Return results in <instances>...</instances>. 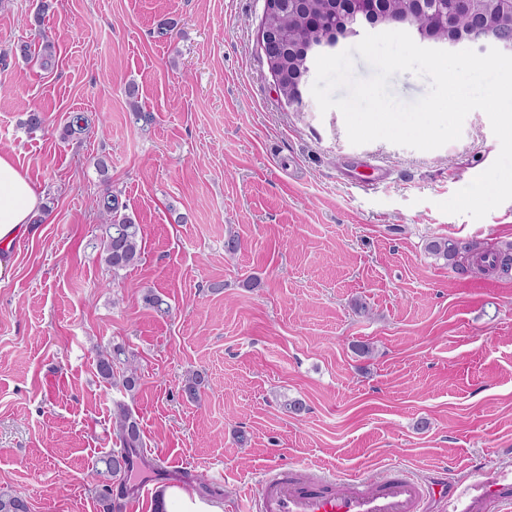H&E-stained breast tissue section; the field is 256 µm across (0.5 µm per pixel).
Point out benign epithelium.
I'll use <instances>...</instances> for the list:
<instances>
[{
  "instance_id": "benign-epithelium-1",
  "label": "benign epithelium",
  "mask_w": 512,
  "mask_h": 512,
  "mask_svg": "<svg viewBox=\"0 0 512 512\" xmlns=\"http://www.w3.org/2000/svg\"><path fill=\"white\" fill-rule=\"evenodd\" d=\"M329 0H265L259 40L277 90L288 103H303V87L314 59L340 41L357 36L366 25H396L410 32L419 44L452 50L475 47L486 52L494 47L512 55V0H350L351 11L336 32L324 35L310 23ZM302 17L300 40H288V56L280 51L279 28L273 19Z\"/></svg>"
}]
</instances>
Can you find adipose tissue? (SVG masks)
<instances>
[{
    "mask_svg": "<svg viewBox=\"0 0 512 512\" xmlns=\"http://www.w3.org/2000/svg\"><path fill=\"white\" fill-rule=\"evenodd\" d=\"M40 206L39 196L29 179L12 159L0 154V246L10 247L21 235ZM158 512H224L220 500L200 497L177 485L162 487Z\"/></svg>",
    "mask_w": 512,
    "mask_h": 512,
    "instance_id": "ef3b65f1",
    "label": "adipose tissue"
}]
</instances>
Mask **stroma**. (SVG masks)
Wrapping results in <instances>:
<instances>
[{
    "instance_id": "obj_1",
    "label": "stroma",
    "mask_w": 512,
    "mask_h": 512,
    "mask_svg": "<svg viewBox=\"0 0 512 512\" xmlns=\"http://www.w3.org/2000/svg\"><path fill=\"white\" fill-rule=\"evenodd\" d=\"M263 11L0 0V153L44 209L0 277V491L30 512H100L95 466L115 445L118 401L143 455L168 460L138 482H188L224 512H244L276 463L367 479L397 463L441 482L512 467V278L458 273L426 249L512 242V201L479 220L437 207L497 158L487 115L432 151L352 145L339 110L277 93ZM39 12L48 68L10 54ZM30 108L46 118L34 132ZM137 110L154 114L148 129ZM77 112L92 127L66 135ZM367 162L385 178L363 188ZM107 189L142 230L140 262L117 272L97 248L93 201ZM116 346L138 368L134 391L97 373L98 351ZM192 371L208 379L195 401L182 391Z\"/></svg>"
}]
</instances>
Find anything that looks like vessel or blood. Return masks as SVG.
Listing matches in <instances>:
<instances>
[{"label":"vessel or blood","instance_id":"b4317fda","mask_svg":"<svg viewBox=\"0 0 512 512\" xmlns=\"http://www.w3.org/2000/svg\"><path fill=\"white\" fill-rule=\"evenodd\" d=\"M434 501L445 512H512V472L480 465L447 484L396 464L370 480L273 465L253 499L256 512H429Z\"/></svg>","mask_w":512,"mask_h":512}]
</instances>
